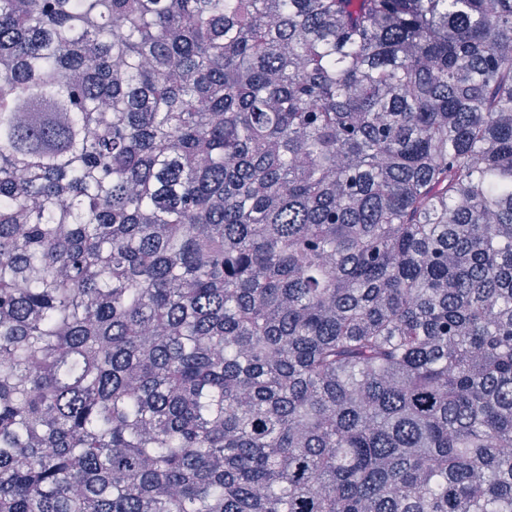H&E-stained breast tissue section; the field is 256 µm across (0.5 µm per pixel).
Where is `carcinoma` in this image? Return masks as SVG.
<instances>
[{
    "instance_id": "1",
    "label": "carcinoma",
    "mask_w": 512,
    "mask_h": 512,
    "mask_svg": "<svg viewBox=\"0 0 512 512\" xmlns=\"http://www.w3.org/2000/svg\"><path fill=\"white\" fill-rule=\"evenodd\" d=\"M0 512H512V0H0Z\"/></svg>"
}]
</instances>
